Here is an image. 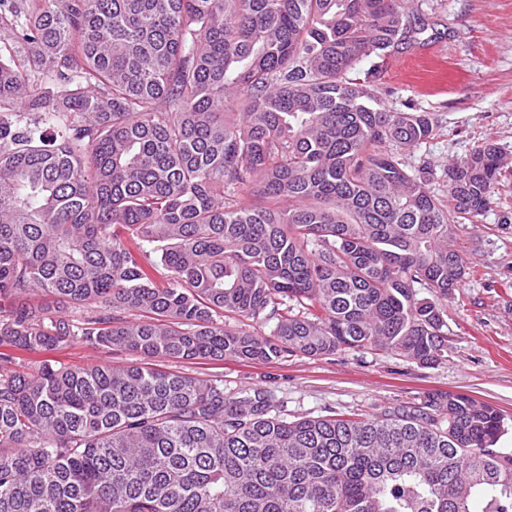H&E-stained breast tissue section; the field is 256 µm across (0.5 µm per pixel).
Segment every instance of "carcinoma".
Wrapping results in <instances>:
<instances>
[{"label":"carcinoma","instance_id":"cac0c4a2","mask_svg":"<svg viewBox=\"0 0 512 512\" xmlns=\"http://www.w3.org/2000/svg\"><path fill=\"white\" fill-rule=\"evenodd\" d=\"M420 33L407 0H0V345L137 356L0 352V512H512L489 403L290 420L157 363L445 358L506 162L476 147L438 197L403 160L436 117L355 68ZM22 356L27 360V363L29 362V365L32 366L36 361L46 358L54 359L69 365H87L97 362L102 358H109V360L112 361V366L123 367L131 364L136 359V356H133L126 351H112V355L108 357L101 352L81 344L80 342H75L70 346L45 354L26 353L22 354Z\"/></svg>","mask_w":512,"mask_h":512}]
</instances>
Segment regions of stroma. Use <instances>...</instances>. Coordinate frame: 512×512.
<instances>
[{
  "label": "stroma",
  "mask_w": 512,
  "mask_h": 512,
  "mask_svg": "<svg viewBox=\"0 0 512 512\" xmlns=\"http://www.w3.org/2000/svg\"><path fill=\"white\" fill-rule=\"evenodd\" d=\"M422 34L375 66L378 93L391 110L436 113L437 134L406 153L412 166L430 163L429 186L443 196V170L485 142L512 159V0H412ZM459 242L473 272L453 289L448 354L433 366L381 351L344 350L332 356H291L275 363L170 362L172 370L220 379L226 391L271 390L289 419L359 413L367 417L448 392L498 408L512 437V163L496 202L476 224L462 225Z\"/></svg>",
  "instance_id": "1"
}]
</instances>
